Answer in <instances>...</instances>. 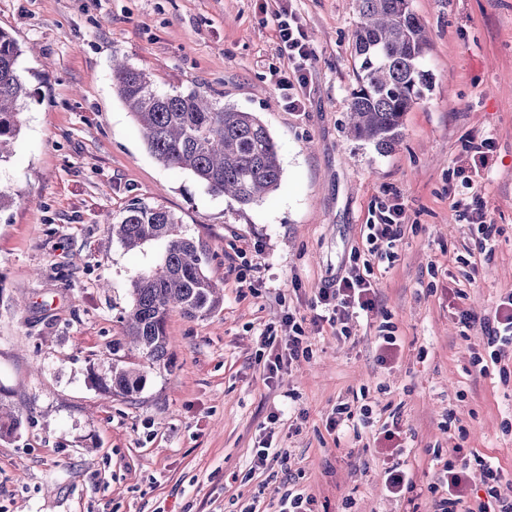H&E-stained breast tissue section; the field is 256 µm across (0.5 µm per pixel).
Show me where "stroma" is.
Listing matches in <instances>:
<instances>
[{
    "mask_svg": "<svg viewBox=\"0 0 512 512\" xmlns=\"http://www.w3.org/2000/svg\"><path fill=\"white\" fill-rule=\"evenodd\" d=\"M280 0H0V30L35 53L33 93L12 157L0 163V399L20 418L0 437V512H277L295 485L317 512H410L388 497L370 429L335 431L337 404L363 395L399 416L407 466L427 491L454 446L512 479V351L500 371L473 367L480 329L457 313L493 315L512 294V0H410L431 44L432 84L404 117L390 153L346 131L359 62L354 0H290L315 52L305 107L283 106L288 69L273 13ZM148 70L163 91L198 90L255 113L279 152V188L243 207L150 154L112 89V60ZM491 138L483 211L499 232L481 253L469 141ZM407 223L392 264L373 267L380 311L351 339L312 325L320 288L346 274L381 200ZM161 206L204 244L224 293L205 318L171 314V366L147 370L134 399L97 385L141 358L124 343L136 276L164 245L128 251L108 232L133 201ZM304 320L309 358L284 353L283 319ZM399 339L380 363L377 326ZM269 345H261L263 331ZM288 467L256 465L264 440Z\"/></svg>",
    "mask_w": 512,
    "mask_h": 512,
    "instance_id": "1",
    "label": "stroma"
}]
</instances>
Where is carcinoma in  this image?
Wrapping results in <instances>:
<instances>
[{"mask_svg":"<svg viewBox=\"0 0 512 512\" xmlns=\"http://www.w3.org/2000/svg\"><path fill=\"white\" fill-rule=\"evenodd\" d=\"M355 9L353 49L360 70L351 92L349 129L354 138L389 153L402 136L406 112L430 83L431 74L422 69L430 42L410 0H355ZM23 55L18 41L0 30V162L10 157L32 96L19 74ZM112 88L163 166L192 172L209 193L242 206L279 187L277 145L253 113L219 105L197 90L160 92L150 73L120 61L112 64ZM108 231L129 251L153 241L165 243L159 263L133 280L132 304L124 318L125 342L140 354L142 367L114 365L110 380L102 382L105 392L130 397L141 389L144 369L168 361L170 314L206 317L223 305L224 296L206 272V248L179 232L171 211L134 202ZM18 426V416L0 399V437Z\"/></svg>","mask_w":512,"mask_h":512,"instance_id":"cac0c4a2","label":"carcinoma"}]
</instances>
